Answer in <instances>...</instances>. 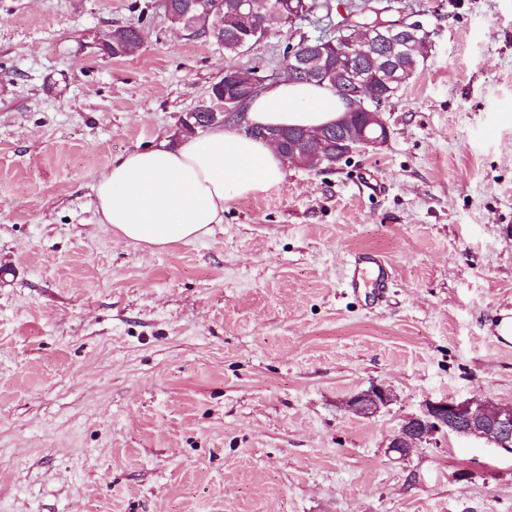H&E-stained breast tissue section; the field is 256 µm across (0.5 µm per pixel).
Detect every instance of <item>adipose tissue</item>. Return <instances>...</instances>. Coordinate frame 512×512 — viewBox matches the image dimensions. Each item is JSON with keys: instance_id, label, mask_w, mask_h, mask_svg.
<instances>
[{"instance_id": "1", "label": "adipose tissue", "mask_w": 512, "mask_h": 512, "mask_svg": "<svg viewBox=\"0 0 512 512\" xmlns=\"http://www.w3.org/2000/svg\"><path fill=\"white\" fill-rule=\"evenodd\" d=\"M345 110L325 86L284 81L260 92L246 120L258 126L317 128ZM283 160L273 146L235 129L116 156L95 192L100 223L147 248L190 242L224 221V203L276 186Z\"/></svg>"}]
</instances>
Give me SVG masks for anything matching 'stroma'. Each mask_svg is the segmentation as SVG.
I'll return each mask as SVG.
<instances>
[{"mask_svg": "<svg viewBox=\"0 0 512 512\" xmlns=\"http://www.w3.org/2000/svg\"><path fill=\"white\" fill-rule=\"evenodd\" d=\"M401 6L432 46L386 143L150 251L97 221L108 163L180 146L228 70L278 72L321 22L237 56L162 0H0V512H512V452H388L425 400L512 406V0ZM130 24L135 53L92 48ZM362 249L382 304L345 286ZM374 383L391 404L346 414ZM390 277L391 266L382 255L373 251H359L349 264L345 286L353 291L362 286H372L377 288L378 295H382Z\"/></svg>", "mask_w": 512, "mask_h": 512, "instance_id": "35a3bbf8", "label": "stroma"}]
</instances>
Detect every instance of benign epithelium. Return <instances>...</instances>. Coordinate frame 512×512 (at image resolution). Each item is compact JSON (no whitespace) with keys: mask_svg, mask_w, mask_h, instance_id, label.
<instances>
[{"mask_svg":"<svg viewBox=\"0 0 512 512\" xmlns=\"http://www.w3.org/2000/svg\"><path fill=\"white\" fill-rule=\"evenodd\" d=\"M364 10L379 15L400 11L395 0H365ZM354 22L342 29V38L337 42L340 47L339 56L350 60L360 59L367 55L378 56L382 65V74L372 76L363 68L351 71L350 80L357 88L372 85L379 80L385 84L396 77L399 70V59L407 55L408 50L417 49L419 55L431 47V33L423 25L408 20L404 16L392 24L386 31L369 30L367 37L359 38L352 34ZM326 36L302 39L305 53L296 55V47L288 49V60L284 62L282 73L285 76L295 73L310 77L317 73L307 67L306 55L321 51ZM245 98L217 99L210 101L207 112H187L181 122L195 128L205 129L217 125L234 123L245 127L246 118L236 121L231 119ZM388 101L384 94L362 99V124L352 128L349 118L344 116L336 120V148L346 153L367 151L385 143L389 137V129L383 117V104ZM266 139L281 147L280 156L290 163L296 159L309 157L317 167L334 166L331 141L323 133H318L319 144L312 146V132L304 129L300 132L285 134L273 130ZM393 400L390 388L381 384L352 394L344 403V410L351 416L370 418L387 407ZM454 435L484 439L499 448L512 451V407L491 408L473 399L457 400L455 398L428 399L420 413L415 414L400 425L390 440V451L402 457L409 455L415 445L427 441L434 436Z\"/></svg>","mask_w":512,"mask_h":512,"instance_id":"7a95c632","label":"benign epithelium"}]
</instances>
